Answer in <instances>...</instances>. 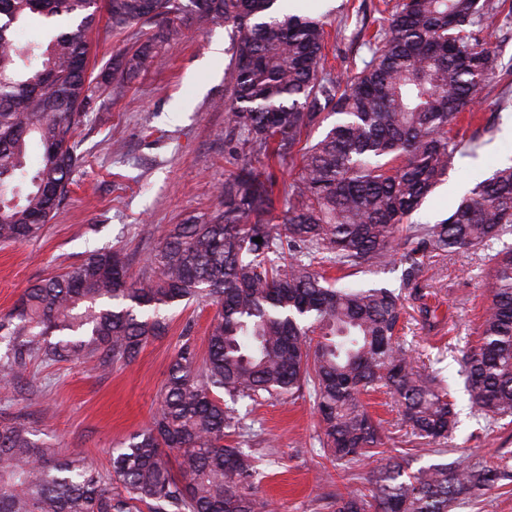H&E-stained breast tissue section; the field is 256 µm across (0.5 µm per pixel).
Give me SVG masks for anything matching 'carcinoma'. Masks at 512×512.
Listing matches in <instances>:
<instances>
[{
  "mask_svg": "<svg viewBox=\"0 0 512 512\" xmlns=\"http://www.w3.org/2000/svg\"><path fill=\"white\" fill-rule=\"evenodd\" d=\"M194 14L174 0H0V243L39 238L85 163L77 125L100 86L88 72L89 33L165 21L176 42L184 21L236 29L226 136L244 157L224 181L221 210L177 224L153 255L152 279H132L125 255L104 248L78 266L25 288L0 316V379L18 381L40 362L77 361L96 371L128 366L166 334V312L184 301L216 306L199 360L190 341L168 367L146 428L112 449L102 472L61 454L19 412L0 419V512H272L259 497L255 456L224 444L239 428L235 405L307 391L321 442L337 463H358L383 441L361 395L385 388L418 438L455 428L451 394L416 369L399 342L401 294L341 285L328 275L400 260L412 280L425 254L489 246L512 234V163L497 168L435 224H405L448 176L466 143L455 127L482 104L502 69L486 26L493 0H383L387 16L364 40L369 60L351 77L327 71L319 19L281 0H204ZM68 28L37 47L27 65L14 26L33 16ZM152 43L124 50L112 71L136 73ZM336 121L301 145L325 110ZM41 152L26 170L30 144ZM299 158L282 223L266 168ZM404 237L396 238L400 227ZM262 238L258 244L254 238ZM289 253V261L282 254ZM490 301L476 344L459 360L473 407L493 422L512 416V245L491 256ZM229 402H224V397ZM407 451L388 461L368 492L319 496L330 512H454L508 476L509 465L438 463L411 469Z\"/></svg>",
  "mask_w": 512,
  "mask_h": 512,
  "instance_id": "cac0c4a2",
  "label": "carcinoma"
}]
</instances>
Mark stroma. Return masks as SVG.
<instances>
[{
    "label": "stroma",
    "mask_w": 512,
    "mask_h": 512,
    "mask_svg": "<svg viewBox=\"0 0 512 512\" xmlns=\"http://www.w3.org/2000/svg\"><path fill=\"white\" fill-rule=\"evenodd\" d=\"M381 7L380 0H300L298 12L325 22L328 64L350 76L368 57L357 35V13L365 11L373 28ZM156 32L152 24L114 32L98 26L89 37L90 72L100 75L112 55ZM231 65V27L220 21L194 23L184 28L180 43L156 44L121 95L97 94L77 129L87 162L75 173L69 198L39 238L0 244V314L30 284L69 270L103 247L122 250L133 277H147L151 257L169 230L217 211L218 195L235 169L224 124L231 102L224 73ZM504 94L512 97V72L489 82L477 118L460 124L461 135L477 137L481 146L455 159L447 180L412 215L413 223L442 221L476 183L512 161V108L493 106ZM487 124L492 132H484ZM490 253L478 247L425 255L412 285L400 263L351 278L365 287L401 291L406 312L401 340L415 350L420 366L449 386L456 403L459 423L447 454L430 451L427 440L410 436L398 406L380 390L364 401L382 422L383 443L379 453L355 465L332 463L324 452L308 393L266 401L252 406L227 442L252 450L260 471L258 492L276 512H324L317 492L365 489L371 472L406 448L416 449V468L441 461H512V420L491 424L477 415L458 376L461 352L475 341L478 317L488 302ZM424 304L435 310L437 327L423 324ZM214 313V306L202 302L182 303L170 310L165 336L148 340L135 362L107 374L81 363L35 365L26 379L0 390V413L27 414L61 452L81 453L99 470H109L113 447L150 423L168 366L184 341L192 340L198 353H205Z\"/></svg>",
    "instance_id": "obj_1"
}]
</instances>
